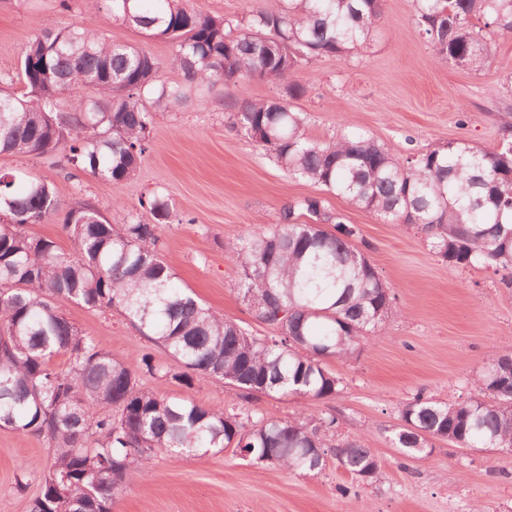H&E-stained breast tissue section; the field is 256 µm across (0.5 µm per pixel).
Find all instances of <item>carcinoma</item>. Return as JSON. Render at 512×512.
Listing matches in <instances>:
<instances>
[{"label":"carcinoma","mask_w":512,"mask_h":512,"mask_svg":"<svg viewBox=\"0 0 512 512\" xmlns=\"http://www.w3.org/2000/svg\"><path fill=\"white\" fill-rule=\"evenodd\" d=\"M101 9L174 51L184 82L162 78L164 64L134 44L115 43L92 24L44 30L28 42L17 77L0 86V155H44L68 144L64 168L104 182L135 176L150 134L194 85L271 77L280 94L229 113L231 129L291 179L312 182L390 224L419 225L430 250L452 268L503 270L512 288V140L496 149L437 144L402 159L345 121L330 140L310 136L290 101L307 88L300 67L330 56H360L383 20V0H275L239 18L213 16L186 0H100ZM415 21L435 55L465 59L472 71L492 50L478 24L512 33V0H414ZM86 94L70 108L60 96ZM154 222L111 224L80 202L63 215L76 249L30 234L58 214L50 182L0 176V427L34 434L52 448L48 473L29 512H112L159 453L205 458L233 448L289 472L318 474L327 462L362 482L382 464L357 438H340L338 417L303 411L256 416L172 398L142 379L190 387L208 378L256 395L325 399L340 379L324 364L353 356L369 335L403 317L395 294L355 245L360 229L317 197L283 206L268 228L225 245L235 290L253 318L275 332L250 336L176 285L165 262V199L140 201ZM67 300L115 310L178 369L145 353L132 365L82 334L56 307ZM68 357L63 373L53 357ZM477 394L450 404L417 394L400 409L393 444L427 455L432 440L462 448L512 449V354L490 351L476 373Z\"/></svg>","instance_id":"carcinoma-1"}]
</instances>
